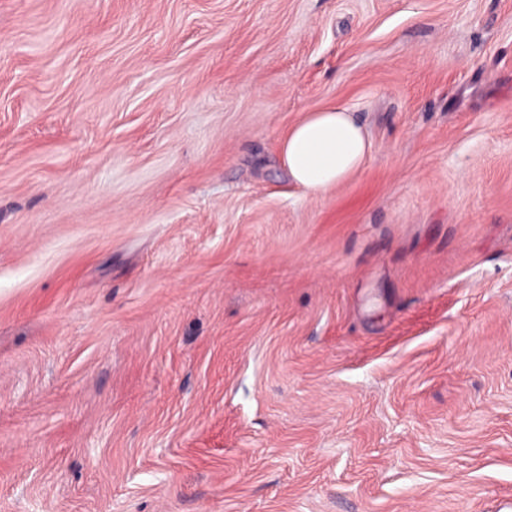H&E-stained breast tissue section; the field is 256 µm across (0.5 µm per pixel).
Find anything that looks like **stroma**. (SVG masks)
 I'll return each instance as SVG.
<instances>
[{
    "instance_id": "1",
    "label": "stroma",
    "mask_w": 512,
    "mask_h": 512,
    "mask_svg": "<svg viewBox=\"0 0 512 512\" xmlns=\"http://www.w3.org/2000/svg\"><path fill=\"white\" fill-rule=\"evenodd\" d=\"M0 512H512V0H0ZM372 146L353 112L336 103L306 113L281 149L290 179L308 195L321 196L359 171Z\"/></svg>"
}]
</instances>
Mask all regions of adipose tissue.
<instances>
[{"label":"adipose tissue","mask_w":512,"mask_h":512,"mask_svg":"<svg viewBox=\"0 0 512 512\" xmlns=\"http://www.w3.org/2000/svg\"><path fill=\"white\" fill-rule=\"evenodd\" d=\"M281 149L290 179L308 195L321 196L363 167L372 142L351 110L336 103L306 113Z\"/></svg>","instance_id":"adipose-tissue-1"}]
</instances>
